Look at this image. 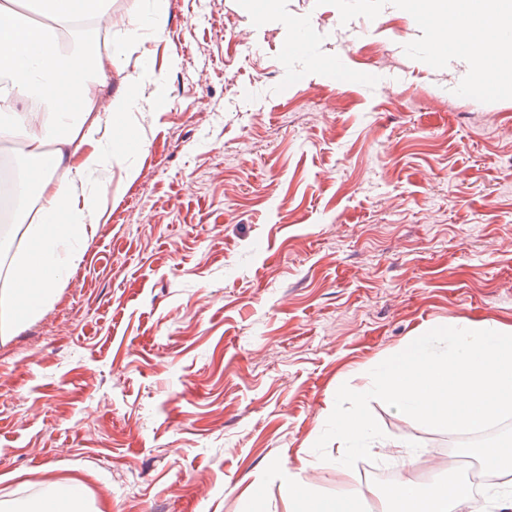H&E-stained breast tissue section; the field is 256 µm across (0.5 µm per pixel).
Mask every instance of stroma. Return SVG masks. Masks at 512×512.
Returning a JSON list of instances; mask_svg holds the SVG:
<instances>
[{
    "label": "stroma",
    "mask_w": 512,
    "mask_h": 512,
    "mask_svg": "<svg viewBox=\"0 0 512 512\" xmlns=\"http://www.w3.org/2000/svg\"><path fill=\"white\" fill-rule=\"evenodd\" d=\"M145 8L72 28L126 45L113 87L146 51L165 86L132 117L148 149L120 142L98 175L82 261L0 343V501L77 477L81 512H289L281 469L341 385L418 329L512 324V91L435 64L429 26L387 0H167L163 33L128 43ZM291 18L315 30L293 82ZM370 409L381 474L447 479L452 432Z\"/></svg>",
    "instance_id": "35a3bbf8"
}]
</instances>
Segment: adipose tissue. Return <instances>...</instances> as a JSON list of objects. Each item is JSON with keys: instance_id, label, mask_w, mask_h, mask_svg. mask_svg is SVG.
<instances>
[{"instance_id": "adipose-tissue-1", "label": "adipose tissue", "mask_w": 512, "mask_h": 512, "mask_svg": "<svg viewBox=\"0 0 512 512\" xmlns=\"http://www.w3.org/2000/svg\"><path fill=\"white\" fill-rule=\"evenodd\" d=\"M111 0H0V140L22 141L26 183L14 208L26 244L9 266L12 287L0 289V342L27 328L50 302L55 286L83 256L103 216L100 195L88 186L112 164L116 138L133 135L128 120L141 96L134 78L96 109L122 53L84 52L60 41L57 24L108 15ZM443 22L432 33L436 59L468 68L471 84L495 93L512 85V51L500 48L512 29V0H428ZM41 106L50 123L32 129L22 104ZM316 463L300 458L281 486L293 512H360L362 486L315 491ZM381 512H484L470 486L456 479L395 486Z\"/></svg>"}]
</instances>
